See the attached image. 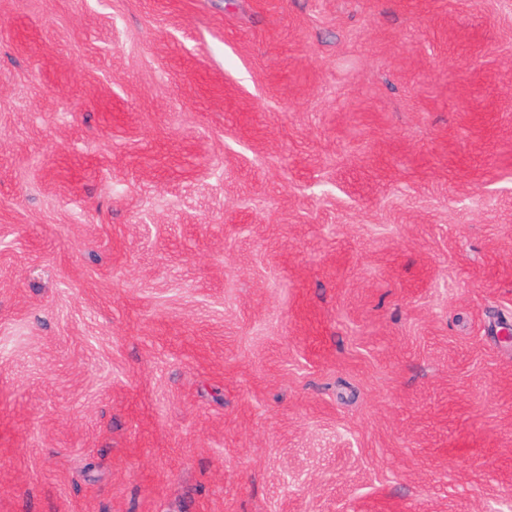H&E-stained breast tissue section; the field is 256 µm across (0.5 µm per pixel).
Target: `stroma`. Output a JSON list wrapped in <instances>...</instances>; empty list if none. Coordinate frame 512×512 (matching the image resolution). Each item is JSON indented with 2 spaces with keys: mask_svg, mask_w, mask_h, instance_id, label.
I'll list each match as a JSON object with an SVG mask.
<instances>
[{
  "mask_svg": "<svg viewBox=\"0 0 512 512\" xmlns=\"http://www.w3.org/2000/svg\"><path fill=\"white\" fill-rule=\"evenodd\" d=\"M512 0H0V512H512Z\"/></svg>",
  "mask_w": 512,
  "mask_h": 512,
  "instance_id": "35a3bbf8",
  "label": "stroma"
}]
</instances>
